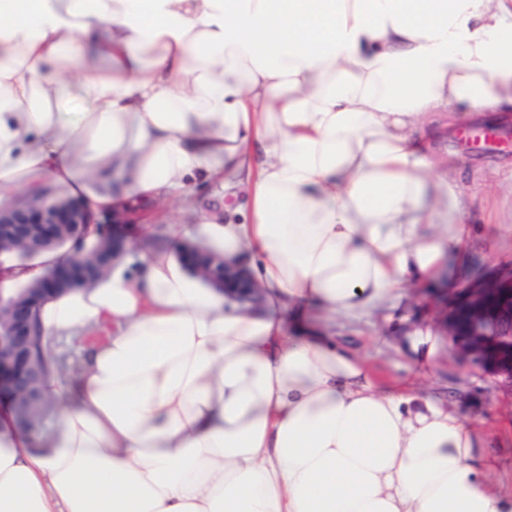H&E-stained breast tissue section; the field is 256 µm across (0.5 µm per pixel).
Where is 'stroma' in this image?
Instances as JSON below:
<instances>
[{
  "mask_svg": "<svg viewBox=\"0 0 512 512\" xmlns=\"http://www.w3.org/2000/svg\"><path fill=\"white\" fill-rule=\"evenodd\" d=\"M512 123V108L470 110L452 126L441 127L434 149L442 160L440 175L458 184L465 193L464 210L473 235L464 259H449L446 273L467 284L474 277L512 263V139L494 146H468L473 131L500 122ZM207 186L189 189L184 200L121 205L100 216L104 228L127 244L125 259L135 260L156 246L166 244L167 226L190 223V202L207 196ZM450 297L442 284L419 289L410 310L411 319H432L440 337L437 354L422 379V390L455 404L473 425L480 451L493 465V487H512V391L500 386L456 350L445 325ZM337 336L357 350L385 378L402 375L411 366L409 353L385 345L383 317L375 313L351 322L337 319Z\"/></svg>",
  "mask_w": 512,
  "mask_h": 512,
  "instance_id": "1",
  "label": "stroma"
}]
</instances>
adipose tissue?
I'll use <instances>...</instances> for the list:
<instances>
[{
    "mask_svg": "<svg viewBox=\"0 0 512 512\" xmlns=\"http://www.w3.org/2000/svg\"><path fill=\"white\" fill-rule=\"evenodd\" d=\"M510 105L512 0H0V200L52 185L95 216L197 182L215 200L41 304L54 427L0 420V512H512L473 429L419 393L432 326L388 383L334 333L289 331L315 305L403 322L469 236L414 132ZM99 234L9 264L0 296ZM187 242L241 265L256 307ZM105 323L64 377L57 341Z\"/></svg>",
    "mask_w": 512,
    "mask_h": 512,
    "instance_id": "ef3b65f1",
    "label": "adipose tissue"
}]
</instances>
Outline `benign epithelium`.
<instances>
[{
    "instance_id": "1",
    "label": "benign epithelium",
    "mask_w": 512,
    "mask_h": 512,
    "mask_svg": "<svg viewBox=\"0 0 512 512\" xmlns=\"http://www.w3.org/2000/svg\"><path fill=\"white\" fill-rule=\"evenodd\" d=\"M92 221L78 203L61 196L22 197L0 205V257L48 248ZM124 251L122 238H104L78 262L59 268L50 283L35 280L9 299L0 298V401L8 398L20 430L30 429L33 412L42 403L38 383L44 342L37 312L43 299L74 284L91 285ZM189 255L216 287L235 288L242 300H256L241 268L200 249H189ZM447 324L454 345L471 363L512 387V269L495 271L460 289Z\"/></svg>"
}]
</instances>
